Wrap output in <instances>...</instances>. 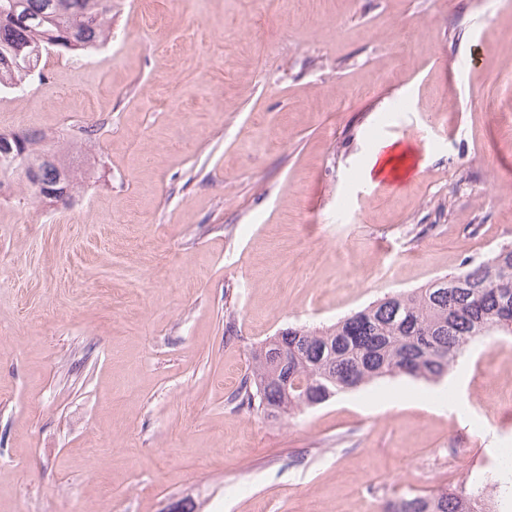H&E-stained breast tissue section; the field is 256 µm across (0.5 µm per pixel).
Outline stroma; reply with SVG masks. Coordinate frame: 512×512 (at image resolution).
<instances>
[{"label":"stroma","instance_id":"obj_1","mask_svg":"<svg viewBox=\"0 0 512 512\" xmlns=\"http://www.w3.org/2000/svg\"><path fill=\"white\" fill-rule=\"evenodd\" d=\"M511 106L502 0H112L0 94V132L95 128L69 205L0 184V512H387L495 471L512 336L277 423L231 396L281 330L512 245ZM411 152L410 149L401 148L398 143H380L371 159L368 174L371 171L375 177H379L389 170V174H391L394 179H398L400 174L396 168V164L403 156L407 157Z\"/></svg>","mask_w":512,"mask_h":512}]
</instances>
